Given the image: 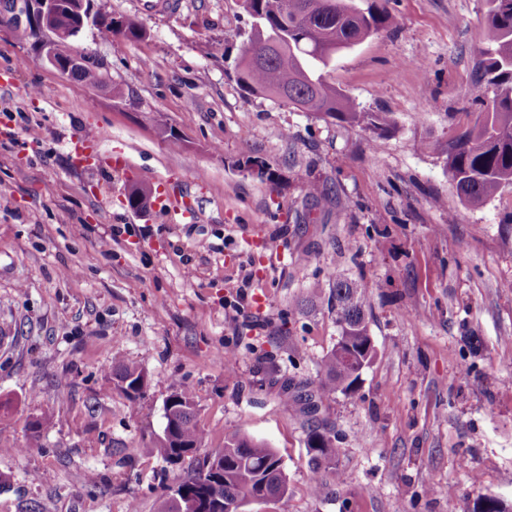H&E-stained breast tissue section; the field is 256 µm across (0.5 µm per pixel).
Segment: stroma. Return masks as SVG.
<instances>
[{
  "label": "stroma",
  "mask_w": 512,
  "mask_h": 512,
  "mask_svg": "<svg viewBox=\"0 0 512 512\" xmlns=\"http://www.w3.org/2000/svg\"><path fill=\"white\" fill-rule=\"evenodd\" d=\"M93 3L145 30L79 34L108 89L0 27V512H156L185 468L145 447L183 383L204 447L237 432L281 457L288 494L254 512L512 505V196L470 207L445 166L480 109L486 0H359L391 23L326 77L390 113L382 133L242 91L240 0ZM87 135L92 165L72 153ZM119 150L127 167L104 166ZM313 182L329 191L316 208ZM135 186L197 223L131 209ZM338 279L365 287L376 355L354 392L324 398ZM123 361L146 373L134 401ZM286 382L319 397L340 450L328 495L310 492ZM109 26H99V35L103 38L116 37L117 34H122L123 39L132 40L141 38L143 35V28L138 19L130 16L112 17V23Z\"/></svg>",
  "instance_id": "35a3bbf8"
}]
</instances>
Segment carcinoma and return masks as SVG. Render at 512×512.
<instances>
[{
	"label": "carcinoma",
	"instance_id": "cac0c4a2",
	"mask_svg": "<svg viewBox=\"0 0 512 512\" xmlns=\"http://www.w3.org/2000/svg\"><path fill=\"white\" fill-rule=\"evenodd\" d=\"M484 41L478 49L476 97L481 111L473 125L448 140L446 165L458 197L470 206H481L503 193L512 192V0H487ZM252 18L251 33L243 42L234 64L237 84L253 95L279 104L316 112L353 126L382 131L393 124L387 112H359L348 97L324 76L336 53L352 48L388 27L385 9L360 8L355 0H242ZM103 38L121 34L138 39L143 28L130 16L112 18V27H98ZM69 75L82 84H103L96 63L79 65ZM365 289L338 279L330 294L338 336L359 358L369 335ZM322 394H348L364 371L359 363L344 364L337 348L326 355ZM116 377L133 385L143 374L135 364L113 366ZM177 402L164 406V418L174 428L151 437L146 451L164 462L190 460V469L179 480L193 497L206 496L224 505L245 503L265 492L288 493L281 457L265 442L238 433L224 438V447L201 451L203 430L196 418L191 388L174 392ZM313 464L311 493L324 492V472L334 468L339 449L326 441L324 429L314 425L308 433ZM470 512H512L494 497L477 498Z\"/></svg>",
	"mask_w": 512,
	"mask_h": 512
}]
</instances>
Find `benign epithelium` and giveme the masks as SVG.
Instances as JSON below:
<instances>
[{
	"mask_svg": "<svg viewBox=\"0 0 512 512\" xmlns=\"http://www.w3.org/2000/svg\"><path fill=\"white\" fill-rule=\"evenodd\" d=\"M71 18L82 24L94 22L88 0H72L68 7L60 0H3L0 3V26L31 31L41 60L53 67L59 60L75 65L93 61L89 49L73 43L80 30L70 24Z\"/></svg>",
	"mask_w": 512,
	"mask_h": 512,
	"instance_id": "obj_1",
	"label": "benign epithelium"
}]
</instances>
